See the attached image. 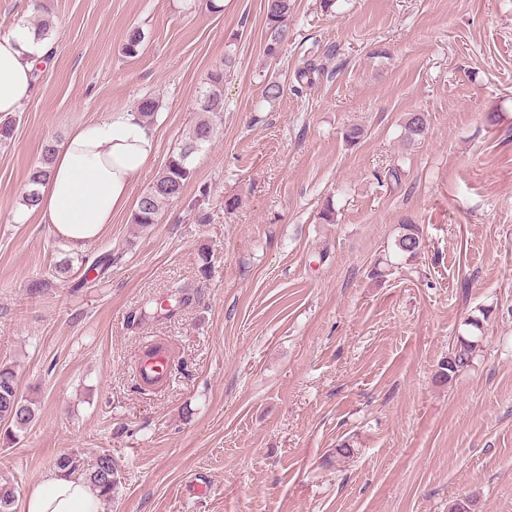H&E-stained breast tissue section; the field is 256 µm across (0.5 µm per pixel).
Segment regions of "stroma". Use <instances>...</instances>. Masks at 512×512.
<instances>
[{"label": "stroma", "instance_id": "obj_1", "mask_svg": "<svg viewBox=\"0 0 512 512\" xmlns=\"http://www.w3.org/2000/svg\"><path fill=\"white\" fill-rule=\"evenodd\" d=\"M264 4L48 0L55 57L0 146V363L36 402L19 442L0 444V482L22 501L61 454L107 450L122 485L106 512H449L465 497L512 512V0H337L331 13L296 0L276 60ZM228 54L224 113L184 191L208 189L209 223L183 202L148 227L126 210L81 255L20 214L45 144L151 96L140 196ZM316 58L325 74L296 91L298 63ZM271 76L283 93L267 103ZM410 112L428 122L414 146ZM410 223L424 248L397 256ZM107 250L99 280L86 262ZM65 257L71 276L51 278ZM176 285L188 306L129 327ZM481 315L471 366L441 379ZM156 339L174 355L150 391L135 366ZM404 138L408 145H415L425 138L428 126L424 113L410 112L404 119Z\"/></svg>", "mask_w": 512, "mask_h": 512}]
</instances>
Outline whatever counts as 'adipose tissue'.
I'll return each mask as SVG.
<instances>
[{
	"label": "adipose tissue",
	"instance_id": "ef3b65f1",
	"mask_svg": "<svg viewBox=\"0 0 512 512\" xmlns=\"http://www.w3.org/2000/svg\"><path fill=\"white\" fill-rule=\"evenodd\" d=\"M47 52L31 29L0 35V117L19 112L34 96V70ZM155 150L154 128L128 111L79 126L56 150L38 188L40 223L69 248L86 250L128 207ZM23 512H104V501L83 478L50 474L26 497Z\"/></svg>",
	"mask_w": 512,
	"mask_h": 512
}]
</instances>
